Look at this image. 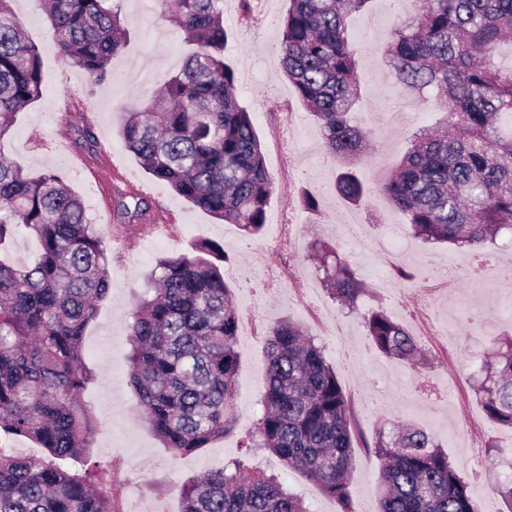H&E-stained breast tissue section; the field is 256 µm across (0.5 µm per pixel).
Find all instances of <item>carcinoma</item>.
Segmentation results:
<instances>
[{
	"label": "carcinoma",
	"mask_w": 512,
	"mask_h": 512,
	"mask_svg": "<svg viewBox=\"0 0 512 512\" xmlns=\"http://www.w3.org/2000/svg\"><path fill=\"white\" fill-rule=\"evenodd\" d=\"M0 0V140L17 112L42 94L41 59L12 7ZM44 9L62 55L96 82L112 77V58L127 30L121 0H34ZM281 26L284 75L320 127L323 148L345 163L335 193L362 204L370 188L356 163L367 135L354 123L359 101L357 52L348 19L372 0H289ZM197 50L157 96L126 113V148L160 184L247 234L263 231L274 191L248 109L224 62V0H157ZM512 50V0H413L395 23L385 55L411 95L444 113L439 129L413 133L391 176L377 185L425 244L484 250L501 235L512 243V67L495 62ZM75 143L96 144L92 125L73 127ZM144 196L113 198L118 221L141 225ZM25 233L32 260L0 259V512H112L102 490L108 464L89 457L96 416L80 403L97 378L83 350L85 330L111 289L106 231L87 222L84 202L56 175L29 176L0 154V246ZM321 281L354 309L365 292L337 247L314 238ZM222 244L196 255L160 257L129 325V382L152 430L176 455L229 434L235 421L239 313L221 263ZM374 348L413 370L421 349L412 332L384 310L362 314ZM262 412L246 451L263 448L348 504L353 454L350 406L323 347L287 319L266 335ZM477 389L492 421L512 428V339L482 362ZM23 437L47 452L18 455ZM381 462L377 512H480L468 483L433 434L384 416L369 444ZM84 460L73 470L67 462ZM181 512H308L275 475L243 459L219 464L181 484Z\"/></svg>",
	"instance_id": "obj_1"
}]
</instances>
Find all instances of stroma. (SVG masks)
Here are the masks:
<instances>
[{
	"label": "stroma",
	"mask_w": 512,
	"mask_h": 512,
	"mask_svg": "<svg viewBox=\"0 0 512 512\" xmlns=\"http://www.w3.org/2000/svg\"><path fill=\"white\" fill-rule=\"evenodd\" d=\"M256 9L243 16L238 0H224L228 42L224 60L237 77L236 94L252 114L274 192L267 222L258 237L239 226L223 224L209 213L158 184L129 152L120 131L125 111L151 96L192 50L181 29L161 17L155 0H123L127 28L123 51L112 60V80L93 81L59 53L52 31L34 0H14L13 8L42 64L40 98L18 112L0 149L37 176L54 172L85 203L92 222L108 227L112 256V289L85 335L84 349L99 378L82 395L98 428L93 456L112 461V496L116 512H124L129 497H137L139 512H181L178 486L204 469L237 458L274 473L302 495L309 512H338V503L322 494L299 473L286 470L278 457L257 449L245 451L243 441L254 430L264 384V337L270 325L287 318L309 330L322 346L353 409L355 435L371 438L377 420L374 404L406 423L429 430L443 445L459 475L469 480L481 512H500L504 503L495 490L496 473L511 465L496 451L512 446V429L485 414L474 386L480 360L512 333V245L489 249L486 260L502 265L504 281L492 285L467 278L472 264L468 250L425 247L413 238L402 213L379 195L351 215L387 245L404 244L400 259H385L348 238L335 208L327 206L342 167L328 158L315 117L296 98L281 74L280 22L289 0H255ZM399 17L394 0H373L370 8L350 17L349 34L357 48L362 97L354 114L369 136L367 160L359 174L369 182L388 178L404 155L413 132L438 124L441 115L425 100L404 97L395 84L384 55V40ZM80 101L95 112L97 153L124 168L156 209L173 212L176 224L144 234L139 228L115 226L100 206L97 185L76 160L80 154L71 138L58 135L62 101ZM323 200L318 210L302 205L303 196ZM291 214L300 241L318 236L344 254L363 280L367 293L361 310L383 308L393 318L426 308L429 323L418 338L424 348L419 373L396 365L373 349L359 314L339 311L322 288L316 266L303 250L280 248L278 220ZM203 240L221 242L230 259L224 277L234 291L241 316H253L257 337L238 339L236 424L232 433L197 451L176 456L163 448L138 412L128 381V326L135 302L143 295L147 275L164 255L193 254ZM424 273L436 290L431 295L399 285L398 269ZM483 318V334L450 342L454 321ZM354 512H375L379 464L375 455L356 446L348 479Z\"/></svg>",
	"instance_id": "35a3bbf8"
}]
</instances>
